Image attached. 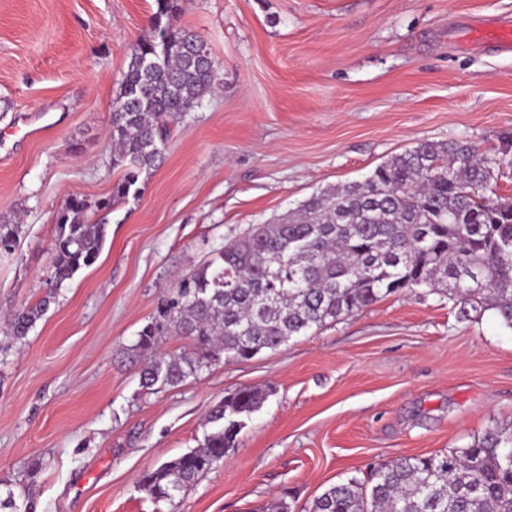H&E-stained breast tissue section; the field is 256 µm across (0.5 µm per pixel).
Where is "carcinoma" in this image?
<instances>
[{"instance_id": "cac0c4a2", "label": "carcinoma", "mask_w": 512, "mask_h": 512, "mask_svg": "<svg viewBox=\"0 0 512 512\" xmlns=\"http://www.w3.org/2000/svg\"><path fill=\"white\" fill-rule=\"evenodd\" d=\"M150 33L131 50L113 103L112 164L124 169L111 194L94 203L71 198L56 215L49 292L8 316L24 339L58 290L99 256L112 211L137 194L142 173L159 166L168 119L201 104L215 84L203 41L173 23L176 0H157ZM165 49L155 58L156 31ZM500 165L466 140H422L362 181L321 191L276 224H254L181 275L164 294L128 358L149 363L140 386L176 387L213 364L276 350L379 300L428 288L474 310H492L512 329V200L485 195ZM21 225L0 222V252L14 250ZM188 349L163 354L168 336ZM262 392L244 387L209 412L200 448L144 473L159 501L189 490L224 458L240 431L233 421L257 411ZM512 431L490 430L465 448L401 457L376 469L370 486L350 479L327 488L307 512H512ZM11 490L0 512H32Z\"/></svg>"}]
</instances>
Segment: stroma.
Returning a JSON list of instances; mask_svg holds the SVG:
<instances>
[{"label": "stroma", "mask_w": 512, "mask_h": 512, "mask_svg": "<svg viewBox=\"0 0 512 512\" xmlns=\"http://www.w3.org/2000/svg\"><path fill=\"white\" fill-rule=\"evenodd\" d=\"M217 80L172 118L159 167L107 217L97 261L20 342L47 292L55 219L106 197L112 103L157 0H0V490L35 512H307L331 485L512 429V329L419 288L246 361L145 392L125 355L179 274L249 225L363 179L421 140L500 148L512 53L477 39L512 0H178ZM266 392L224 459L155 502L141 476L201 446L210 409ZM41 463L30 475L33 463Z\"/></svg>", "instance_id": "obj_1"}]
</instances>
